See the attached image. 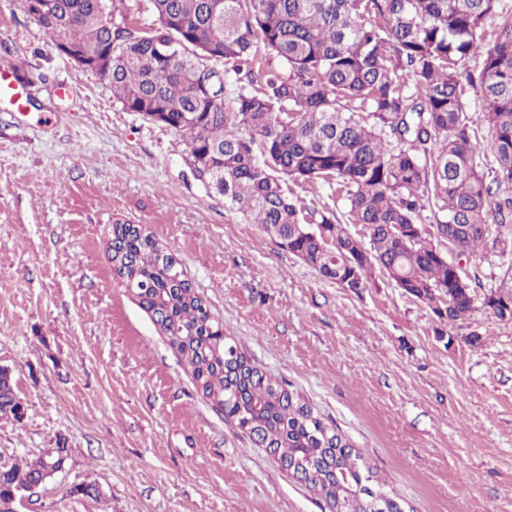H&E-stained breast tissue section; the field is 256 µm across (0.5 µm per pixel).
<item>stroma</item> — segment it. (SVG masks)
I'll use <instances>...</instances> for the list:
<instances>
[{
  "label": "stroma",
  "mask_w": 512,
  "mask_h": 512,
  "mask_svg": "<svg viewBox=\"0 0 512 512\" xmlns=\"http://www.w3.org/2000/svg\"><path fill=\"white\" fill-rule=\"evenodd\" d=\"M0 71L26 99L0 105V365L26 407L0 415V450L71 454L17 512H322L202 395L116 277L118 221L175 258L225 335L337 427L405 512H512V322L482 300L512 272V224L464 257L475 306L443 323L383 275L336 285L226 207L182 135L125 111L22 0H0ZM291 189L362 233L338 189ZM79 483L96 495L71 494Z\"/></svg>",
  "instance_id": "35a3bbf8"
}]
</instances>
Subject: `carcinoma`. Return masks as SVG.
Segmentation results:
<instances>
[{"mask_svg":"<svg viewBox=\"0 0 512 512\" xmlns=\"http://www.w3.org/2000/svg\"><path fill=\"white\" fill-rule=\"evenodd\" d=\"M36 22L53 44L110 54L96 73L128 112L185 138L194 177L251 217L321 276L354 292L375 272L454 323L473 311L467 270L448 262L434 237L418 232L424 203L436 206L441 237L466 253L489 233L488 214L512 223V11L499 0H149L155 24L141 28L124 0H45ZM492 21L490 36L484 25ZM171 38L178 56L160 54ZM281 69L252 78L257 43ZM481 58L479 70L466 62ZM247 82L224 105V72ZM481 101L476 120L463 95ZM492 130L497 176L486 181L475 122ZM323 180L344 193L353 236L331 211L306 208L286 181ZM114 272L191 370L197 388L288 474L313 463L312 489L326 512H370L351 491L371 486L399 508L360 452L299 394L274 380L224 335L175 260L130 224L112 225ZM483 300L497 318L512 309V276ZM25 407L13 377L0 375V415ZM69 449L47 448L33 462L0 452V499L19 477L45 483L63 471Z\"/></svg>","mask_w":512,"mask_h":512,"instance_id":"cac0c4a2","label":"carcinoma"}]
</instances>
